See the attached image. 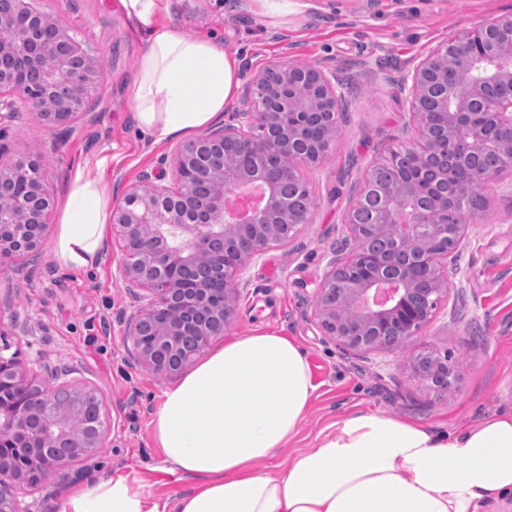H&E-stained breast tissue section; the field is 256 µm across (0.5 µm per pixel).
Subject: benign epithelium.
Wrapping results in <instances>:
<instances>
[{
    "mask_svg": "<svg viewBox=\"0 0 512 512\" xmlns=\"http://www.w3.org/2000/svg\"><path fill=\"white\" fill-rule=\"evenodd\" d=\"M17 30L0 38V134L22 112L56 127H70L88 115L102 79L99 56L62 23L30 0H0V27ZM493 45L495 56L487 53ZM471 74L469 83H448V67ZM280 83L270 82L271 75ZM413 116L433 85L442 93L433 121L469 131L470 144L492 145L512 156V93L490 102L483 90L512 84V15L493 19L437 45L400 77ZM296 84L309 91L310 112L323 127L321 143L331 146L342 95L330 67L285 57L262 69L246 88L245 107L208 134L179 142L157 165L128 185L112 210V228L121 251L120 280L141 305L127 318V336L138 360L153 373L182 372L215 336L236 318L235 304L254 259L282 245L288 236L270 223L273 212L294 224L308 223L303 209L281 192V157L297 165L315 163L298 142L307 113L293 110L288 98ZM480 116L491 128L468 117ZM435 143L419 131L389 151L428 156ZM173 182L166 184L167 173ZM263 180L267 206L250 224L227 218L229 196L251 176ZM55 198L39 157L0 164V260H30L46 241ZM385 225L360 224L346 215L355 247L332 258L315 291V313L326 341L345 351H392L410 343L448 297L442 261L460 248L465 224H436L412 207V194L389 192ZM427 246L419 247L417 243ZM414 377L436 394L454 388L458 366L433 350L416 355ZM55 388L30 379L12 357L0 355V512H31L23 497L39 478L97 452L105 445L98 398L95 422L84 423L74 408L58 405Z\"/></svg>",
    "mask_w": 512,
    "mask_h": 512,
    "instance_id": "1",
    "label": "benign epithelium"
}]
</instances>
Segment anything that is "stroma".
I'll use <instances>...</instances> for the list:
<instances>
[{"mask_svg":"<svg viewBox=\"0 0 512 512\" xmlns=\"http://www.w3.org/2000/svg\"><path fill=\"white\" fill-rule=\"evenodd\" d=\"M35 4L60 15L108 67L90 115L63 134L23 115L0 157L42 156L55 196H63L80 171L103 179L113 202H120L124 186L172 147L145 142L129 106L142 36L125 19L120 0ZM510 13L512 0H170L162 23L223 43L237 60L240 85L286 56L333 63L342 81L346 109L336 116L329 156L300 168L313 200L309 221L287 245L249 266L238 318L224 331L228 338L258 329L293 339L307 353L317 387L297 437L257 469H287L297 451L335 432L337 420L352 412L454 428L512 409V177L487 189L485 209L471 218L448 263V299L405 348L354 355L324 342L314 296L327 261L354 245L345 218L367 170L414 134L401 74L438 44ZM120 260L110 235L97 263L83 271L59 267L48 243L23 269L0 268V355L16 358L49 385L91 386L108 405L105 448L29 488L32 512H56L74 489L104 475L123 476L161 501L194 485L164 469L152 439L150 420L171 381L130 353L124 316L136 300L115 276ZM426 348L458 364L457 389L439 396L414 378L410 360Z\"/></svg>","mask_w":512,"mask_h":512,"instance_id":"35a3bbf8","label":"stroma"}]
</instances>
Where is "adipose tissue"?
<instances>
[{"mask_svg": "<svg viewBox=\"0 0 512 512\" xmlns=\"http://www.w3.org/2000/svg\"><path fill=\"white\" fill-rule=\"evenodd\" d=\"M120 3L146 42L130 90L140 133L160 143L219 120L238 88L236 59L213 38L156 26L169 0ZM110 219L108 184L75 172L53 234L56 263L93 266ZM315 390L306 353L288 337L226 339L164 390L151 421L167 470L193 488L158 502L124 477H102L58 512H490L512 498V410L453 432L352 413L284 472L255 470L298 432Z\"/></svg>", "mask_w": 512, "mask_h": 512, "instance_id": "1", "label": "adipose tissue"}]
</instances>
